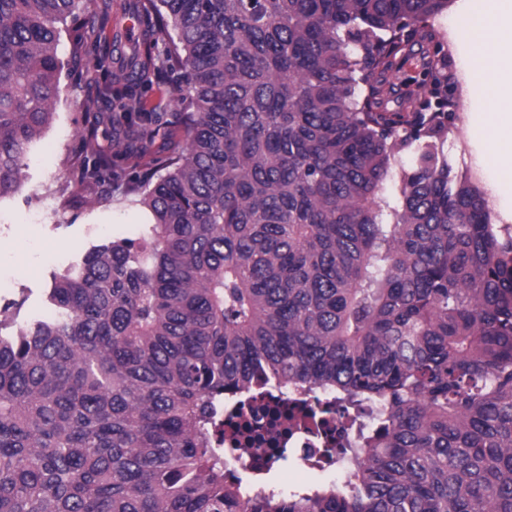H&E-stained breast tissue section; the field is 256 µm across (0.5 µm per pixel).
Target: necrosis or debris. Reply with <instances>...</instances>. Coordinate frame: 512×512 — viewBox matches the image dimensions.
Instances as JSON below:
<instances>
[{"label": "necrosis or debris", "instance_id": "necrosis-or-debris-1", "mask_svg": "<svg viewBox=\"0 0 512 512\" xmlns=\"http://www.w3.org/2000/svg\"><path fill=\"white\" fill-rule=\"evenodd\" d=\"M345 436L349 447L357 445V430L350 413H337L336 400L323 397L313 408L303 392H290L266 383L230 396L224 410V445L230 450L228 470L245 465L255 478H263L280 449L293 448L299 464L310 467V449L323 447L336 436Z\"/></svg>", "mask_w": 512, "mask_h": 512}]
</instances>
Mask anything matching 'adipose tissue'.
I'll use <instances>...</instances> for the list:
<instances>
[{"label":"adipose tissue","instance_id":"obj_1","mask_svg":"<svg viewBox=\"0 0 512 512\" xmlns=\"http://www.w3.org/2000/svg\"><path fill=\"white\" fill-rule=\"evenodd\" d=\"M456 37L468 44L472 67L485 73L478 84L472 67L465 70L464 94L489 103L488 112L470 118L467 136L486 143L482 167L496 170L499 182L512 188V0H468Z\"/></svg>","mask_w":512,"mask_h":512}]
</instances>
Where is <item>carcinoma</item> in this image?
Listing matches in <instances>:
<instances>
[{"label":"carcinoma","instance_id":"cac0c4a2","mask_svg":"<svg viewBox=\"0 0 512 512\" xmlns=\"http://www.w3.org/2000/svg\"><path fill=\"white\" fill-rule=\"evenodd\" d=\"M79 2L0 0V201L53 119ZM447 5L135 0L182 108L112 113L111 154L87 120L79 179L136 171L144 228L0 326V512H512V231L443 152ZM417 44L424 98L390 110ZM152 59L130 48L124 98ZM269 375L380 420L322 449L352 458L343 480L247 498L250 472L226 478L218 406Z\"/></svg>","mask_w":512,"mask_h":512}]
</instances>
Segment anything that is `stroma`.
<instances>
[{
	"label": "stroma",
	"mask_w": 512,
	"mask_h": 512,
	"mask_svg": "<svg viewBox=\"0 0 512 512\" xmlns=\"http://www.w3.org/2000/svg\"><path fill=\"white\" fill-rule=\"evenodd\" d=\"M132 0H90L84 21L85 39L96 44L98 52L115 60L127 46L112 36L117 12L128 11ZM465 0H449L447 7L432 20L448 61V89L456 103L450 118L451 131L444 152L455 169L473 164L479 144L465 137V119L487 111L483 98L465 101L462 94L465 46L452 42L454 28L464 17ZM73 42L68 28H61L58 56L64 64L60 77L55 114L45 133L39 160L27 171L21 192L0 203L7 214L0 224V275L16 280L14 299L23 303L20 316L31 319L43 315L42 291L49 287L54 273L63 271L90 247L117 235H135L140 227L141 210L132 202L130 186L135 172L120 170L113 181L102 185L76 182L73 165L83 150L77 132L84 115L101 116L95 147L112 149V124L109 120L116 104V93L123 84L121 75H113L111 89L99 87L93 60L72 59Z\"/></svg>",
	"instance_id": "obj_1"
}]
</instances>
